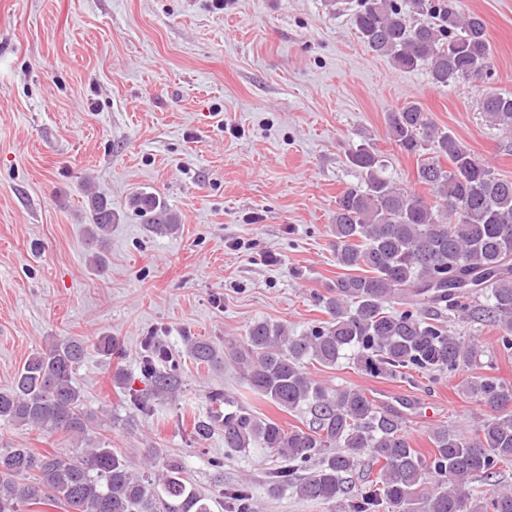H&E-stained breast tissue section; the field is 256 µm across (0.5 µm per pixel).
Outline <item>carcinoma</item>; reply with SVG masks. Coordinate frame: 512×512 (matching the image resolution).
<instances>
[{
	"label": "carcinoma",
	"instance_id": "cac0c4a2",
	"mask_svg": "<svg viewBox=\"0 0 512 512\" xmlns=\"http://www.w3.org/2000/svg\"><path fill=\"white\" fill-rule=\"evenodd\" d=\"M352 23L375 55L398 69L424 67L438 86L491 79L484 19L460 11L458 0H360ZM481 110L512 136V94H486ZM386 136L416 158V183L429 195L387 176L375 146L351 151L348 161L361 180L336 197L331 225L336 264L346 273L319 297L330 320L299 335L256 321L228 353L253 393L282 411L305 407L309 419L303 428H286L240 409L224 416V447L266 449L277 460L268 475L272 489L292 487L300 499L341 512H512V488L498 482L501 467L512 462L511 384L486 374L467 378L466 395L492 414L467 431L434 427L424 453L407 433L408 404L398 408L361 389L332 388L306 371L314 362L334 367L352 350L357 366L374 377L464 372L478 364L481 345L448 329L439 318L443 310L494 324L500 351L512 354V179L496 175L418 103L388 113ZM132 204L152 214L154 230L175 226V215L156 196L139 193ZM115 219L112 202L92 195L89 245L103 244ZM145 347V376L155 393L171 392L170 376L155 365L168 351L152 336ZM87 350L81 339L56 340L0 389V421L86 444L66 457L1 445L0 512L34 505L212 512L209 497L183 477L179 463L166 462L161 474L146 478L109 441L91 437L74 383ZM188 350L201 364L224 359L209 342L190 339ZM224 498L236 512H251L247 486L228 489Z\"/></svg>",
	"mask_w": 512,
	"mask_h": 512
}]
</instances>
